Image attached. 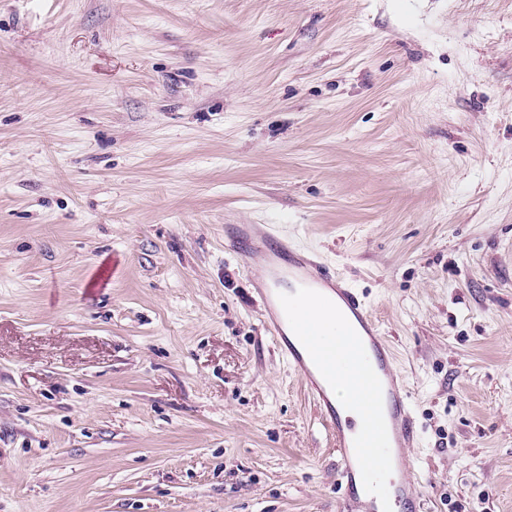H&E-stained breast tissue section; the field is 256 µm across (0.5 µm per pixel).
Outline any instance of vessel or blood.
<instances>
[{
  "mask_svg": "<svg viewBox=\"0 0 512 512\" xmlns=\"http://www.w3.org/2000/svg\"><path fill=\"white\" fill-rule=\"evenodd\" d=\"M235 254L263 256L256 292L264 322L310 390L338 456L336 512H421L410 450L420 440L409 390L364 299L329 268L265 224H236ZM344 388L361 422L343 418Z\"/></svg>",
  "mask_w": 512,
  "mask_h": 512,
  "instance_id": "b4317fda",
  "label": "vessel or blood"
}]
</instances>
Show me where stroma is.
<instances>
[{"label":"stroma","mask_w":512,"mask_h":512,"mask_svg":"<svg viewBox=\"0 0 512 512\" xmlns=\"http://www.w3.org/2000/svg\"><path fill=\"white\" fill-rule=\"evenodd\" d=\"M229 224L363 292L422 512H512V0H0V512H336Z\"/></svg>","instance_id":"1"}]
</instances>
